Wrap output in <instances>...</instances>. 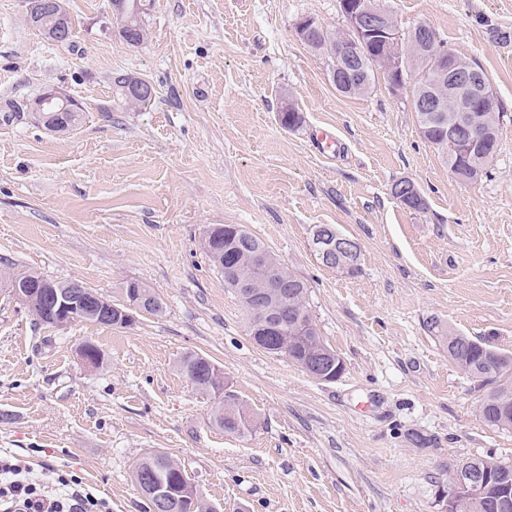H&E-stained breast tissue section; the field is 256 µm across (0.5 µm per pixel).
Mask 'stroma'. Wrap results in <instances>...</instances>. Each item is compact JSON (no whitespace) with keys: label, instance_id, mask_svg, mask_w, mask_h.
I'll return each instance as SVG.
<instances>
[{"label":"stroma","instance_id":"stroma-1","mask_svg":"<svg viewBox=\"0 0 512 512\" xmlns=\"http://www.w3.org/2000/svg\"><path fill=\"white\" fill-rule=\"evenodd\" d=\"M138 46L110 0H65L71 41H47L27 0H0V270L79 280L113 301L143 283L167 305L127 327L39 324L0 291V457L40 479L76 477L109 512H149L132 478L161 451L219 512H442L454 465L512 459L485 425L486 391L448 357L430 319L512 354V0H383L401 32L432 28L486 71L499 148L482 180L453 177L421 136L411 89L341 95L297 37L310 16L341 30L338 0H154ZM155 91L116 104V75ZM56 89L83 109L67 134L29 101ZM292 104L300 128L281 126ZM331 130L335 152L313 134ZM415 183L426 206L392 194ZM240 224L309 286L323 338L344 360L320 381L251 339L246 311L202 248ZM360 245V269L321 264L315 227ZM95 345L102 366L79 354ZM223 370L252 427L224 433L180 372ZM124 75L125 77L122 79V82H116L113 80V101H116L117 99L118 102H121L124 105L130 107L138 106L140 108H145L155 100L156 94L153 86V93L136 94L127 92L126 87L132 82H134L136 85L131 86L130 89L134 92L140 91L143 88V85L139 83L141 82L142 78L130 74Z\"/></svg>","mask_w":512,"mask_h":512}]
</instances>
